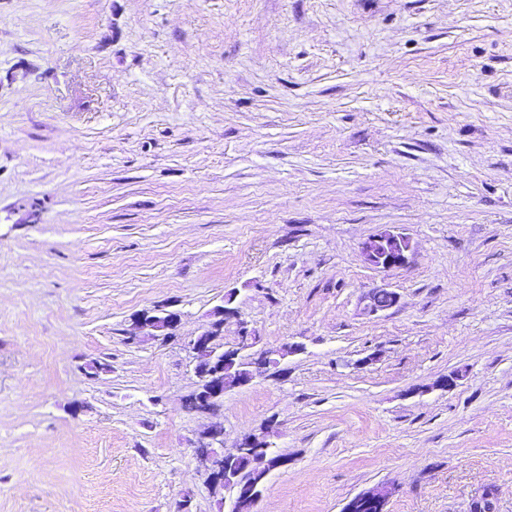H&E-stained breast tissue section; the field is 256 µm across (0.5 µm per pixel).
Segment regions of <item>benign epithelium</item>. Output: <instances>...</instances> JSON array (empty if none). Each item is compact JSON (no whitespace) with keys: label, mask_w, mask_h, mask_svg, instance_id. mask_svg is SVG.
Masks as SVG:
<instances>
[{"label":"benign epithelium","mask_w":512,"mask_h":512,"mask_svg":"<svg viewBox=\"0 0 512 512\" xmlns=\"http://www.w3.org/2000/svg\"><path fill=\"white\" fill-rule=\"evenodd\" d=\"M368 264L379 269L400 267L408 261L410 251L409 239L390 232H381L367 242L362 248ZM232 295L224 297V304L215 307L209 314L210 321L202 331L191 338L186 348L189 352L190 364L197 378V390L201 397L189 409L197 413H213L217 405L224 400V392L234 384L240 386L251 382L258 376H264L269 367L278 364V359L299 350L285 344L280 348L270 349L248 363L250 371L247 376L236 382L230 381L224 374V321L237 316V310L229 307ZM397 296L385 289H374L367 296L365 309L370 312L385 310L395 304ZM181 320V314L174 310L155 309L145 311L138 317L139 329L144 336H161L165 339L175 337V329ZM224 429L220 425H212L201 432L194 445V455L204 464L209 486L224 483L223 491L231 500L232 505H240L237 512H247V502H257L261 492L257 483L245 482L240 474L231 472L229 463L243 460L252 455L251 448L259 442L255 436L245 437L235 453L221 455L217 449L223 447ZM388 499L385 488L377 487L352 498L344 507L343 512H356L355 504H362L371 512H384Z\"/></svg>","instance_id":"obj_1"}]
</instances>
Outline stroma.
Masks as SVG:
<instances>
[{
	"label": "stroma",
	"instance_id": "stroma-1",
	"mask_svg": "<svg viewBox=\"0 0 512 512\" xmlns=\"http://www.w3.org/2000/svg\"><path fill=\"white\" fill-rule=\"evenodd\" d=\"M228 294L300 350L198 415ZM216 422L254 512H512V0H0V512H230ZM410 247L408 238L385 231L365 242L362 251L368 264L386 270L406 264ZM181 320V314L174 310L155 309L145 311L138 317L142 336H163L172 339L176 336L175 329ZM260 441L258 437L247 436L239 446L235 453L228 455L218 454L215 448H224V429L221 425H212L201 432L194 445V455L204 464L207 474V482L210 489L216 493L214 485L224 481V498L226 494L232 500V511L245 512L247 504L255 506L262 492L257 490L258 483L265 479L269 473L268 469L262 477L256 482H245L246 479L240 477V472H231L229 469L230 461L247 459L252 455L250 449L254 444ZM246 500L252 501L245 503ZM240 509H236L237 504ZM388 499L387 491L384 487H377L373 490L363 492L352 498L344 507L342 512H359L356 511L355 504H363L365 508L371 511L384 512V508Z\"/></svg>",
	"mask_w": 512,
	"mask_h": 512
}]
</instances>
